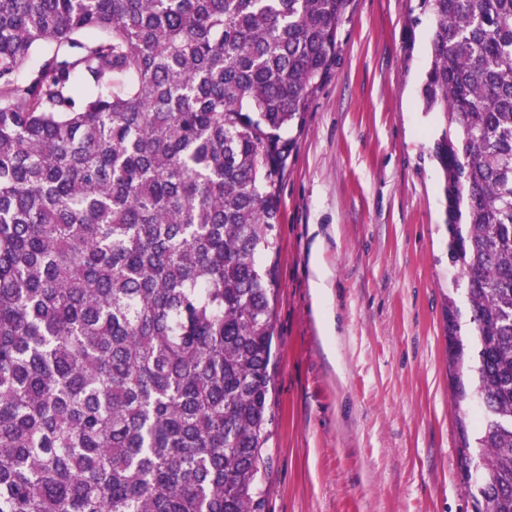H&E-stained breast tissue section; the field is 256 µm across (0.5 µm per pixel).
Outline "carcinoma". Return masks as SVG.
<instances>
[{"label":"carcinoma","mask_w":512,"mask_h":512,"mask_svg":"<svg viewBox=\"0 0 512 512\" xmlns=\"http://www.w3.org/2000/svg\"><path fill=\"white\" fill-rule=\"evenodd\" d=\"M350 0H0V512H262L280 191ZM512 512V0H423ZM30 64L24 79L17 72Z\"/></svg>","instance_id":"carcinoma-1"}]
</instances>
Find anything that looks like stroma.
I'll return each mask as SVG.
<instances>
[{
	"label": "stroma",
	"instance_id": "35a3bbf8",
	"mask_svg": "<svg viewBox=\"0 0 512 512\" xmlns=\"http://www.w3.org/2000/svg\"><path fill=\"white\" fill-rule=\"evenodd\" d=\"M421 0H351L339 61L281 189L264 512H473L461 467L448 310L478 344L448 255L441 117L420 88ZM324 288H315L317 277Z\"/></svg>",
	"mask_w": 512,
	"mask_h": 512
}]
</instances>
